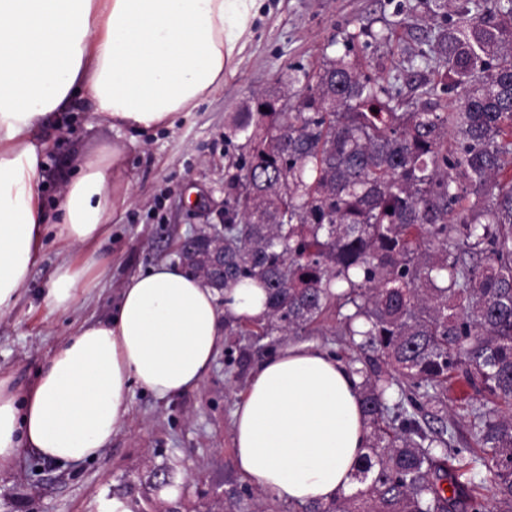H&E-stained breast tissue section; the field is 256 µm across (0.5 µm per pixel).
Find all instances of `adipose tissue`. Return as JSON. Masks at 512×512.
Instances as JSON below:
<instances>
[{"label":"adipose tissue","mask_w":512,"mask_h":512,"mask_svg":"<svg viewBox=\"0 0 512 512\" xmlns=\"http://www.w3.org/2000/svg\"><path fill=\"white\" fill-rule=\"evenodd\" d=\"M260 0H0V315L28 285L46 232L34 133L74 97L102 123L147 134L174 126L223 89L253 36ZM125 150L88 155L58 200L56 235L85 247L61 260L46 299L74 309L105 276L95 253L114 209L131 200ZM268 312L254 279L210 288L180 263L130 276L111 318L81 323L25 388L0 376V471L23 449L66 468L96 459L131 415L133 387L166 399L198 390L224 343V321ZM353 367L313 343L256 365L234 411L243 477L295 505L348 496L371 444Z\"/></svg>","instance_id":"ef3b65f1"}]
</instances>
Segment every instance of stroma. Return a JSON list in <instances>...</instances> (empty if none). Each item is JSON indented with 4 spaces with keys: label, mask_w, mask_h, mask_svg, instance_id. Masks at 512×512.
Wrapping results in <instances>:
<instances>
[{
    "label": "stroma",
    "mask_w": 512,
    "mask_h": 512,
    "mask_svg": "<svg viewBox=\"0 0 512 512\" xmlns=\"http://www.w3.org/2000/svg\"><path fill=\"white\" fill-rule=\"evenodd\" d=\"M266 0L255 22V36L224 88L174 128L137 138L98 121L89 102L75 98L71 109L39 129L41 196L48 223H56L58 196L91 151L122 143L130 164L135 200L117 211L111 236L100 254L108 270L91 294H79L81 318L111 317L125 279L169 260L192 229L224 218V184L246 157L243 136L228 137L231 118L253 95L279 96L282 73L302 76L324 57L343 53L354 37V54L367 73L377 63L392 70L400 98L421 101L423 83L436 67L434 39L445 20H457L467 0ZM385 40H378V33ZM64 244L46 232L31 269L28 289L10 313L0 316V374L17 385L36 372L74 324L44 300L50 278L65 255ZM288 337L277 334L228 337L200 389L171 399L135 390L129 421L99 458L69 468L25 449L18 465L0 472V512H102L113 495L135 497L140 512H156L158 492L147 484L150 470L170 474L179 494L175 512H222L227 491L248 487L260 512H304L267 495L247 481L234 462L232 412L251 370ZM470 389L456 379L443 404L425 405L423 422L443 417L456 425L451 443L467 461L475 442L461 415Z\"/></svg>",
    "instance_id": "1"
}]
</instances>
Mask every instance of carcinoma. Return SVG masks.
Listing matches in <instances>:
<instances>
[{
  "mask_svg": "<svg viewBox=\"0 0 512 512\" xmlns=\"http://www.w3.org/2000/svg\"><path fill=\"white\" fill-rule=\"evenodd\" d=\"M478 2L437 33L432 102H401L381 63L362 72L353 35L301 89L281 79L288 111L256 96L229 127L249 151L213 270L197 260L210 244L182 249L226 288L262 283L264 333L296 334L338 307L341 335L363 337L366 487L306 512H487L488 492L512 512V0ZM458 372L478 447L462 484L448 425L418 418Z\"/></svg>",
  "mask_w": 512,
  "mask_h": 512,
  "instance_id": "1",
  "label": "carcinoma"
}]
</instances>
